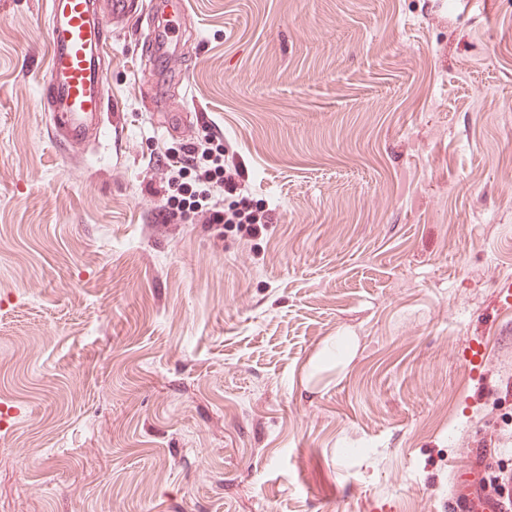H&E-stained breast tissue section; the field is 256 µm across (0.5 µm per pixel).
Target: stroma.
I'll use <instances>...</instances> for the list:
<instances>
[{"mask_svg": "<svg viewBox=\"0 0 512 512\" xmlns=\"http://www.w3.org/2000/svg\"><path fill=\"white\" fill-rule=\"evenodd\" d=\"M156 2L65 147L0 0V512H451L512 457V0ZM220 143L262 232L165 221Z\"/></svg>", "mask_w": 512, "mask_h": 512, "instance_id": "stroma-1", "label": "stroma"}]
</instances>
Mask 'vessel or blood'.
Instances as JSON below:
<instances>
[{"label":"vessel or blood","mask_w":512,"mask_h":512,"mask_svg":"<svg viewBox=\"0 0 512 512\" xmlns=\"http://www.w3.org/2000/svg\"><path fill=\"white\" fill-rule=\"evenodd\" d=\"M52 51L47 92L53 103L51 121L62 142L83 140L90 124L105 110L102 57L113 23L144 12L146 0H110L108 13L93 0H48Z\"/></svg>","instance_id":"vessel-or-blood-1"}]
</instances>
